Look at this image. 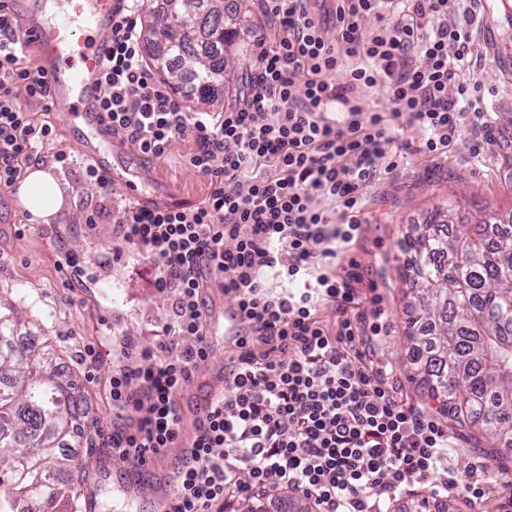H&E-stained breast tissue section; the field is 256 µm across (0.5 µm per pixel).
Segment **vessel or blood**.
I'll use <instances>...</instances> for the list:
<instances>
[{
	"instance_id": "obj_1",
	"label": "vessel or blood",
	"mask_w": 512,
	"mask_h": 512,
	"mask_svg": "<svg viewBox=\"0 0 512 512\" xmlns=\"http://www.w3.org/2000/svg\"><path fill=\"white\" fill-rule=\"evenodd\" d=\"M113 7V0H76L69 12L41 9L21 26V40L33 49L54 103L67 104L69 119L89 126L99 145L112 141L100 119L98 97Z\"/></svg>"
}]
</instances>
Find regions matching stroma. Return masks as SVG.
<instances>
[{"mask_svg":"<svg viewBox=\"0 0 512 512\" xmlns=\"http://www.w3.org/2000/svg\"><path fill=\"white\" fill-rule=\"evenodd\" d=\"M459 14L469 19L473 33L463 86L478 87L487 125L464 126L448 147L430 153L416 129L405 120L395 121L393 140L386 146L394 167L381 170L367 189L363 231L336 260L340 268L352 260L359 265L362 305L352 314L356 352L398 400L430 410L438 403L411 379L413 353L404 334L414 277L409 260L418 226L437 206L447 204L460 224L490 217L512 224V7L502 0H460ZM244 24L246 31L231 56L233 81L223 103L227 110L247 92L245 77L254 69L259 39L272 38L277 28L260 0H250ZM17 105L36 122L52 126L37 152L43 167L66 183L67 196L48 223L36 224L16 193H0V298L14 303L24 318L39 320L63 368L73 372L87 398L86 439L71 450L83 465L79 512H161L156 491L176 468L181 448L165 449L143 465H116L101 446L115 417L110 380L123 343L154 346L171 314L170 296L155 286L153 259L125 244L118 217L134 205L194 207L204 202L209 179L189 162L196 148L194 134L188 130L176 136L157 158L130 155L141 180L133 187L114 181L104 192L86 176L91 160L78 142L87 131L67 123L63 106L47 111L23 94ZM59 152L71 155V162H55ZM68 252L85 259L78 275L63 269ZM204 298L209 357L178 397L188 433L201 398L223 380L224 364L237 351L224 333V311L232 307V299L215 287L205 289ZM89 344L100 350L93 363L82 357ZM447 430L450 464L465 469L482 461L494 476L477 510L447 497L435 502L436 512L451 506L458 512H497L512 497V449L492 447L468 426L451 424Z\"/></svg>","mask_w":512,"mask_h":512,"instance_id":"1","label":"stroma"}]
</instances>
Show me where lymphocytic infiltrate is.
<instances>
[{
  "label": "lymphocytic infiltrate",
  "mask_w": 512,
  "mask_h": 512,
  "mask_svg": "<svg viewBox=\"0 0 512 512\" xmlns=\"http://www.w3.org/2000/svg\"><path fill=\"white\" fill-rule=\"evenodd\" d=\"M278 23L262 49L249 93L235 108L188 112L153 78L143 55L139 0H116L112 45L102 76L103 120L141 154L158 157L170 141L194 130L191 164L210 179L203 204L123 210L122 238L146 252L156 286L172 295V323L154 347L124 343L112 370L110 397L132 423H113L104 446L113 462H145L183 444L182 481L167 512H222L225 499L280 489L314 500L319 512H386L392 497L431 482L435 496L473 506L485 495L488 470L448 464V433L432 413L397 400L353 353L358 308L357 263L342 273L329 264L362 231L359 208L376 179L391 127L357 105L361 89L387 87L394 117H407L434 152L466 123L483 124L476 100L448 87L465 66L471 33L457 22L456 0H264ZM386 15L388 27L362 40L360 22ZM439 17L424 28V19ZM334 21L338 39L325 37ZM21 29L0 10V191L11 189L21 161L32 159L49 125H35L16 104L18 93L48 103L40 68L22 66ZM363 63L335 82L341 56ZM305 71L304 90L295 77ZM340 104V119L328 117ZM323 196L340 219L317 209ZM281 283L271 290L268 277ZM234 301L247 331L230 358L224 393L184 439L177 396L209 356L203 291L209 278ZM311 278L315 285L296 289ZM331 306L336 332L320 317ZM189 344H180V337Z\"/></svg>",
  "instance_id": "obj_1"
}]
</instances>
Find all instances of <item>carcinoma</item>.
Segmentation results:
<instances>
[{
	"instance_id": "carcinoma-1",
	"label": "carcinoma",
	"mask_w": 512,
	"mask_h": 512,
	"mask_svg": "<svg viewBox=\"0 0 512 512\" xmlns=\"http://www.w3.org/2000/svg\"><path fill=\"white\" fill-rule=\"evenodd\" d=\"M199 14L149 6L150 65L187 102L212 106L244 0H185ZM488 219L462 234L416 239L406 337L417 383L457 425L512 447V244ZM88 406L74 374L0 299V512H77L78 464L67 449L86 434Z\"/></svg>"
}]
</instances>
